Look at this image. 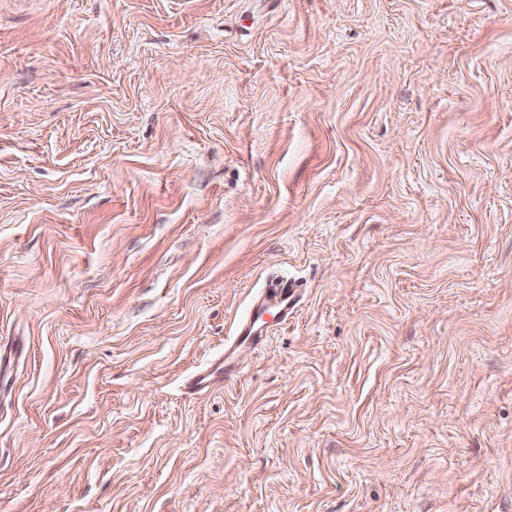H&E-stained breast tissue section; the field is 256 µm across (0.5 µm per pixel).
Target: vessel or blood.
<instances>
[{
    "instance_id": "obj_1",
    "label": "vessel or blood",
    "mask_w": 512,
    "mask_h": 512,
    "mask_svg": "<svg viewBox=\"0 0 512 512\" xmlns=\"http://www.w3.org/2000/svg\"><path fill=\"white\" fill-rule=\"evenodd\" d=\"M298 303V288L294 282L280 280L266 288L252 305L248 315L238 324L232 339L225 344L224 354L215 363L198 369L188 379L186 388L192 393H202L212 388L221 375H234L239 371L238 354L243 349L255 348L267 332V315L277 316L287 322Z\"/></svg>"
}]
</instances>
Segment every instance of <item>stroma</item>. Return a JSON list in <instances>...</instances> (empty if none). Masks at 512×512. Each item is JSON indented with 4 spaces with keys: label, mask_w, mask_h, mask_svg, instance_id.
Returning a JSON list of instances; mask_svg holds the SVG:
<instances>
[{
    "label": "stroma",
    "mask_w": 512,
    "mask_h": 512,
    "mask_svg": "<svg viewBox=\"0 0 512 512\" xmlns=\"http://www.w3.org/2000/svg\"><path fill=\"white\" fill-rule=\"evenodd\" d=\"M0 512H512V0H0ZM298 303V288L294 282L280 280L266 288L252 305L248 315L238 324L232 340L224 346V355L215 363L198 369L186 382L191 393L210 390L215 380L224 373H239L238 353L243 349H254L267 333V314L278 316L276 323H285L295 312Z\"/></svg>",
    "instance_id": "1"
}]
</instances>
